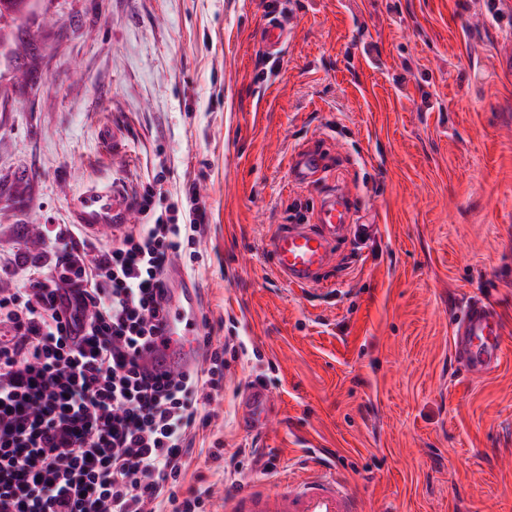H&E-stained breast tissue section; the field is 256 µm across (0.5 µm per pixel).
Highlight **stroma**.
Returning <instances> with one entry per match:
<instances>
[{
	"mask_svg": "<svg viewBox=\"0 0 512 512\" xmlns=\"http://www.w3.org/2000/svg\"><path fill=\"white\" fill-rule=\"evenodd\" d=\"M39 0L0 51V288L48 257L92 185L161 205L196 183L210 224L186 272L235 357L205 434L275 487L330 463L363 512H512V0ZM306 148L322 178L292 181ZM342 189L369 241L290 287L266 249ZM486 300L500 366L467 378L453 321ZM269 391L250 427L248 391ZM260 43L262 48L270 53H278L284 43L288 41L291 32L284 25L281 16L275 11H268L260 26Z\"/></svg>",
	"mask_w": 512,
	"mask_h": 512,
	"instance_id": "obj_1",
	"label": "stroma"
}]
</instances>
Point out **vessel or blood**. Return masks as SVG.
Instances as JSON below:
<instances>
[{"mask_svg":"<svg viewBox=\"0 0 512 512\" xmlns=\"http://www.w3.org/2000/svg\"><path fill=\"white\" fill-rule=\"evenodd\" d=\"M260 43L271 54L280 51L289 31L275 11H268L260 26ZM324 165L320 151L306 149L293 158L289 173L294 181L309 182ZM72 218L87 232H112L131 220L133 204L114 189L90 188L77 194ZM374 225L353 221L350 198L331 191L321 196L311 224H287L268 240V251L276 270L287 283L307 287L316 284L331 261L339 240L364 239L373 235ZM168 311L163 333L169 339L165 351L156 357L164 369H191L201 358L199 298L190 279L178 263L166 271ZM504 324L494 305L478 301L467 306L456 318L453 347L466 371L480 377L495 370L503 351ZM227 512H360V501L332 469L319 465L290 481L277 491L243 488L231 494Z\"/></svg>","mask_w":512,"mask_h":512,"instance_id":"vessel-or-blood-1","label":"vessel or blood"}]
</instances>
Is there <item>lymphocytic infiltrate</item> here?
Here are the masks:
<instances>
[{"label":"lymphocytic infiltrate","instance_id":"f902f5d3","mask_svg":"<svg viewBox=\"0 0 512 512\" xmlns=\"http://www.w3.org/2000/svg\"><path fill=\"white\" fill-rule=\"evenodd\" d=\"M137 204L147 221L112 243L48 224V263L0 290V512H205L185 486L201 410L224 387L226 344L202 338L199 367L151 371L171 260L197 258L208 229L196 183L189 221Z\"/></svg>","mask_w":512,"mask_h":512}]
</instances>
